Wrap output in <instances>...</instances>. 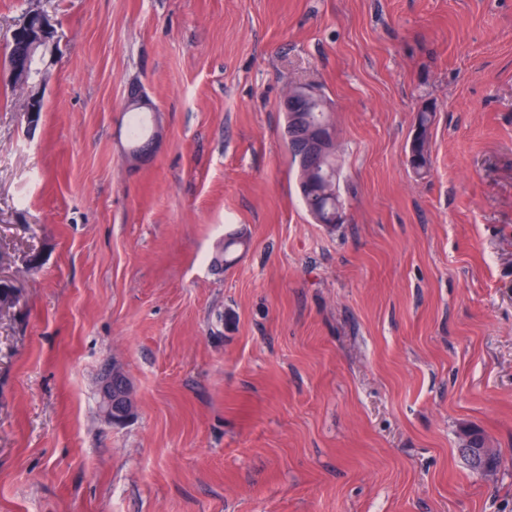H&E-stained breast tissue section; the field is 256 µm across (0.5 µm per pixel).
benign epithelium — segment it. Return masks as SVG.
Returning a JSON list of instances; mask_svg holds the SVG:
<instances>
[{"label":"benign epithelium","mask_w":512,"mask_h":512,"mask_svg":"<svg viewBox=\"0 0 512 512\" xmlns=\"http://www.w3.org/2000/svg\"><path fill=\"white\" fill-rule=\"evenodd\" d=\"M20 50L4 62L6 78L28 89L25 112L29 128L37 125L42 89L48 78V67L58 51V36L49 16L42 10L29 11L17 28ZM320 102L319 91L301 83L291 85L281 101L286 115L285 136L297 146L304 162V179L320 173L326 181L337 177L329 164L335 154L336 135L326 121H313L309 108ZM104 417L112 424H122L136 409L134 389L124 371L118 367L108 373L101 385Z\"/></svg>","instance_id":"obj_1"}]
</instances>
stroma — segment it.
Returning a JSON list of instances; mask_svg holds the SVG:
<instances>
[{"instance_id": "stroma-1", "label": "stroma", "mask_w": 512, "mask_h": 512, "mask_svg": "<svg viewBox=\"0 0 512 512\" xmlns=\"http://www.w3.org/2000/svg\"><path fill=\"white\" fill-rule=\"evenodd\" d=\"M34 8L35 131L0 80V512H512V0H0V63ZM296 82L336 131L333 227L284 142ZM17 33L20 50L8 57L3 66L10 82L28 89L25 112L29 119L28 130L31 131L37 125L42 89L48 78V67L56 57L59 40L49 16L39 9L26 14ZM434 112H417L415 116V126H418L422 131V137L419 143L412 144L410 146V155L411 153H417L422 161V168L416 169L414 168L413 163L408 160L410 166L419 173L420 171L428 169L430 166V153L428 146V133L430 126L433 123ZM409 155V157H410ZM313 181L315 183L319 184V189L322 191L323 196H329L330 194L327 193L326 188L324 186L323 180L320 175H316L313 177ZM298 184H299V190L301 194V198L303 201V204L307 211L312 214L314 219H316L321 224H338L340 222H336L338 220H342V218H345V216L342 214L341 209L338 207L336 211V221L333 222V220H330L327 218V209L326 211L325 206L323 205V196H320L318 194H309L307 191L306 183L301 182V178L298 173ZM104 417L112 424H122L136 409L134 389L124 371L118 367L108 373L101 385Z\"/></svg>"}]
</instances>
